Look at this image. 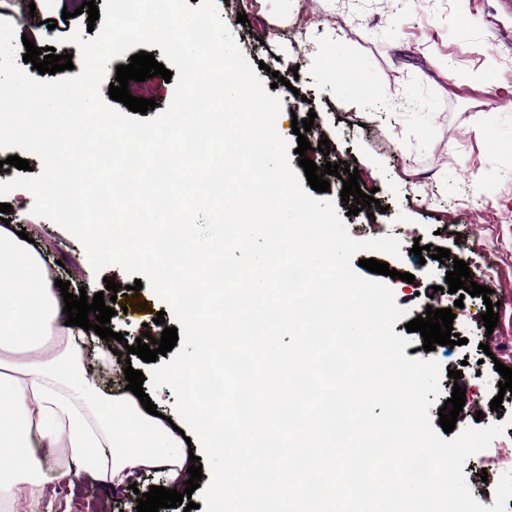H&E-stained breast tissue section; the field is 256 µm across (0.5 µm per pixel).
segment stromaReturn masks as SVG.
<instances>
[{
	"instance_id": "obj_1",
	"label": "stroma",
	"mask_w": 512,
	"mask_h": 512,
	"mask_svg": "<svg viewBox=\"0 0 512 512\" xmlns=\"http://www.w3.org/2000/svg\"><path fill=\"white\" fill-rule=\"evenodd\" d=\"M38 22L57 20L36 47H58L74 32L91 39L86 15L63 19L59 0H34ZM220 14L260 79L269 71L297 68L295 94H281V136L296 142L293 117L315 111L314 128L331 136L336 151H308L316 164L356 162L363 192H374L381 212L351 215L330 177L326 197L334 202L351 238L387 235L401 243L399 255L376 253L399 276L389 285L396 304L415 319L426 310L428 279L444 283L454 260L467 263L472 281L490 287V298L465 296L455 308L453 294L440 295V307L454 308L452 327L461 346L428 352L420 333L397 321L396 334L411 335L404 349L410 359H436L444 374L430 416L450 398L448 373L464 370L467 408L482 410L468 427L503 424L491 448L468 458L465 483L481 505L495 503L500 478L512 473V457L493 459L497 448H512V395L501 411L490 408L500 396L497 364L512 368V6L504 0H217ZM246 23H238V14ZM10 223L26 231L44 256L50 275L80 287L104 288L106 278L128 286L118 296L110 327L128 342L140 337L157 312L175 326L166 303L150 286L132 290L124 271L94 273L83 245L54 222L32 214V195H5ZM450 250L451 260L419 261L415 242ZM408 272L413 282H405ZM498 304L499 321L487 331L481 316L486 301ZM144 476L136 489L113 493L89 473L50 483L32 512H89L92 501L109 512H137L138 493L156 484Z\"/></svg>"
}]
</instances>
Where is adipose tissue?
Masks as SVG:
<instances>
[{
    "label": "adipose tissue",
    "instance_id": "obj_1",
    "mask_svg": "<svg viewBox=\"0 0 512 512\" xmlns=\"http://www.w3.org/2000/svg\"><path fill=\"white\" fill-rule=\"evenodd\" d=\"M53 278L35 248L0 227V494L37 503L49 480L82 472L120 492L157 474L181 489L190 465L185 441L124 389L98 390L86 376L83 328L66 323ZM66 463L47 476L38 451Z\"/></svg>",
    "mask_w": 512,
    "mask_h": 512
}]
</instances>
